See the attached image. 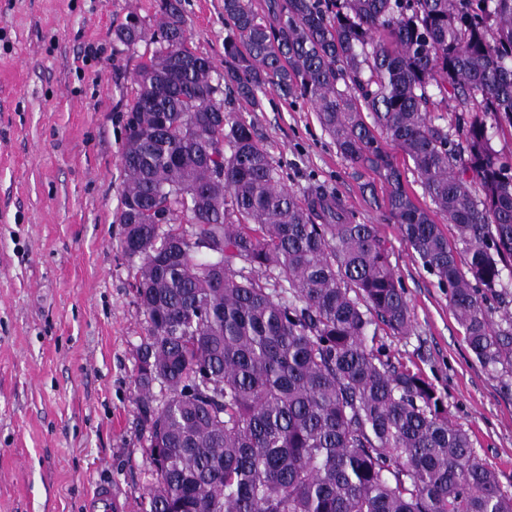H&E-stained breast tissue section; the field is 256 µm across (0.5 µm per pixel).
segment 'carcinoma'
I'll list each match as a JSON object with an SVG mask.
<instances>
[{"label":"carcinoma","instance_id":"cac0c4a2","mask_svg":"<svg viewBox=\"0 0 512 512\" xmlns=\"http://www.w3.org/2000/svg\"><path fill=\"white\" fill-rule=\"evenodd\" d=\"M157 7L153 31L135 15L115 29L156 44L125 109L118 217L148 323L145 512H512L437 388L379 344L377 326L407 336L412 316L376 226L319 184L299 201L225 105L305 98L384 180L476 360L512 374V313L495 321L512 304V158L490 133L512 130V0H224L222 74L188 46L182 0ZM450 103L454 126L435 123ZM387 151L394 164L401 170L407 190L423 207H432L430 199L424 194L420 180L413 170V164L402 150L395 144H390Z\"/></svg>","mask_w":512,"mask_h":512}]
</instances>
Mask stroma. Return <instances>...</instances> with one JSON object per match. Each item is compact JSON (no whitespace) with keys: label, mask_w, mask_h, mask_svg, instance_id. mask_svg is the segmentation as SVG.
<instances>
[{"label":"stroma","mask_w":512,"mask_h":512,"mask_svg":"<svg viewBox=\"0 0 512 512\" xmlns=\"http://www.w3.org/2000/svg\"><path fill=\"white\" fill-rule=\"evenodd\" d=\"M224 0H185L191 46L224 66ZM156 0H0V512H96L94 491L140 512L151 481L134 404L148 324L117 222L132 76ZM286 187L328 186L375 225L406 287L413 331L387 349L445 395L448 417L512 491V387L463 341L448 293L382 204L385 185L336 151L305 100L236 101ZM115 38L125 45H133L148 38V31L138 16L132 15L115 29Z\"/></svg>","instance_id":"obj_1"}]
</instances>
